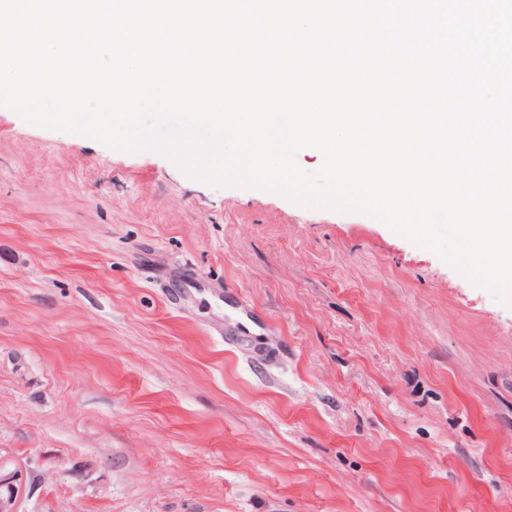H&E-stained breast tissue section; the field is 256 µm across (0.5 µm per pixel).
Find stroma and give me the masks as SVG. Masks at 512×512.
I'll return each instance as SVG.
<instances>
[{
  "label": "stroma",
  "instance_id": "1",
  "mask_svg": "<svg viewBox=\"0 0 512 512\" xmlns=\"http://www.w3.org/2000/svg\"><path fill=\"white\" fill-rule=\"evenodd\" d=\"M0 455L23 512H512V308L0 108Z\"/></svg>",
  "mask_w": 512,
  "mask_h": 512
}]
</instances>
